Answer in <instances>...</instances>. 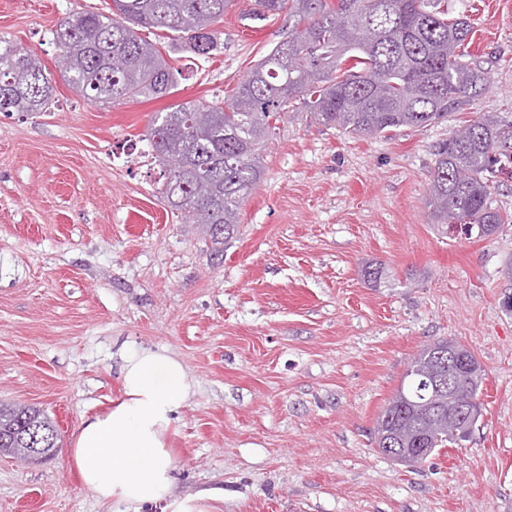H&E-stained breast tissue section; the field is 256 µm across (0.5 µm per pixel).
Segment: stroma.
I'll return each instance as SVG.
<instances>
[{
    "mask_svg": "<svg viewBox=\"0 0 512 512\" xmlns=\"http://www.w3.org/2000/svg\"><path fill=\"white\" fill-rule=\"evenodd\" d=\"M445 3L468 17L465 59L489 89L445 122L372 137L286 112L217 264L169 207L148 121L231 94L287 19H249L250 0H233L205 59L147 30L185 80L103 104L62 80L51 31L111 0H0V38L54 87L47 111L0 112V402L44 410L62 447L37 463L0 455V512H112L64 450L120 396L133 347L184 364L177 488L223 490V512H512V224L455 239L427 205L438 144L480 113L512 115V0ZM444 338L485 370L482 416L459 446L399 464L369 432L410 359Z\"/></svg>",
    "mask_w": 512,
    "mask_h": 512,
    "instance_id": "stroma-1",
    "label": "stroma"
}]
</instances>
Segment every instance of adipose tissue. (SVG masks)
I'll return each mask as SVG.
<instances>
[{"label":"adipose tissue","instance_id":"ef3b65f1","mask_svg":"<svg viewBox=\"0 0 512 512\" xmlns=\"http://www.w3.org/2000/svg\"><path fill=\"white\" fill-rule=\"evenodd\" d=\"M120 378V397L84 423L66 450L81 481L123 512H222L223 492L175 490L169 437L192 393L182 362L163 351L129 349Z\"/></svg>","mask_w":512,"mask_h":512}]
</instances>
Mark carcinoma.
Masks as SVG:
<instances>
[{"instance_id":"cac0c4a2","label":"carcinoma","mask_w":512,"mask_h":512,"mask_svg":"<svg viewBox=\"0 0 512 512\" xmlns=\"http://www.w3.org/2000/svg\"><path fill=\"white\" fill-rule=\"evenodd\" d=\"M231 0H112L107 13L81 12L52 30L58 68L92 102L157 99L174 93L183 75L139 35L164 29L199 57L216 46L214 26ZM287 14L301 28L257 60L220 103L191 100L151 117L148 142L164 167V193L183 223L200 224L214 259L233 239L242 203L263 174L262 148L288 105L301 104L325 126L371 136L426 127L488 89L487 72L463 61L470 33L464 18L448 20L442 0H255L258 20ZM54 88L41 62L0 39V112H45ZM512 155V119L485 114L453 130L438 146L430 175L433 219L487 237L512 223L495 205L488 174L492 156ZM446 339L422 349L373 429L376 447L444 448L469 437L431 429L448 405L478 398L484 370L465 346L456 348L475 371L440 387L448 374ZM58 446L43 411L0 404V453Z\"/></svg>"}]
</instances>
